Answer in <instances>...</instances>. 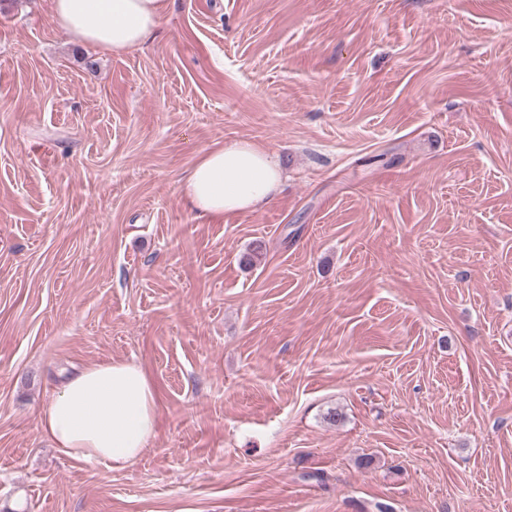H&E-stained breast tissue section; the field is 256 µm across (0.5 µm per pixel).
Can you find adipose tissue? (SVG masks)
<instances>
[{
	"instance_id": "adipose-tissue-1",
	"label": "adipose tissue",
	"mask_w": 512,
	"mask_h": 512,
	"mask_svg": "<svg viewBox=\"0 0 512 512\" xmlns=\"http://www.w3.org/2000/svg\"><path fill=\"white\" fill-rule=\"evenodd\" d=\"M167 0H51L55 26L100 49L121 54L154 38ZM282 169L252 140L203 152L188 171L183 194L198 214L254 212L275 198ZM159 395L133 360H110L69 376L40 413V430L78 462L110 469L138 459L157 434Z\"/></svg>"
}]
</instances>
